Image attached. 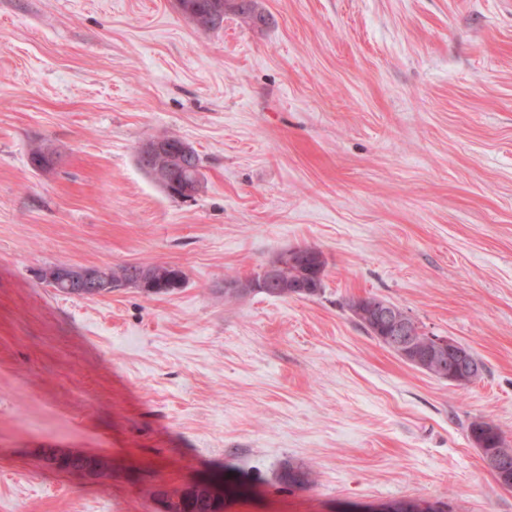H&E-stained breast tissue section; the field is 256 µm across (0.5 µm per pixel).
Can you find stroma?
<instances>
[{
	"label": "stroma",
	"instance_id": "35a3bbf8",
	"mask_svg": "<svg viewBox=\"0 0 512 512\" xmlns=\"http://www.w3.org/2000/svg\"><path fill=\"white\" fill-rule=\"evenodd\" d=\"M258 3L265 23L206 31L174 0H0V512H159L215 476L222 512H512L468 431L512 447V0ZM162 134L200 156L193 200L137 163ZM298 246L319 296L225 293ZM162 262L186 274L163 295L39 278ZM358 295L482 378L402 361ZM358 298H372L373 315L369 313L370 320L366 323L371 324L376 333H381L380 336H382L385 346L390 351L401 356L413 366L425 368L429 358L441 356L448 363V371L443 372L442 377L450 384H465L473 379L476 380L478 366L474 360L481 364L484 373L485 366L483 362L471 351L470 355L469 350L464 345L447 336H427L429 340L426 336L419 337L417 346L424 348L428 343L431 348L424 354L418 352L415 348L416 335L423 332L416 328L415 321L401 308L374 295H362ZM349 310L352 312L350 307ZM352 314L370 337L384 345L379 336L374 335L369 326L365 324L364 317L353 312ZM47 459L51 465L58 468L63 460L79 459L83 461L85 468L83 463L76 461L71 463L66 471L70 473L80 471L83 476H95L101 470L109 469L111 466L108 458L88 453H61L56 450H50Z\"/></svg>",
	"mask_w": 512,
	"mask_h": 512
}]
</instances>
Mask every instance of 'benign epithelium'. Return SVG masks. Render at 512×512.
I'll return each mask as SVG.
<instances>
[{
    "label": "benign epithelium",
    "mask_w": 512,
    "mask_h": 512,
    "mask_svg": "<svg viewBox=\"0 0 512 512\" xmlns=\"http://www.w3.org/2000/svg\"><path fill=\"white\" fill-rule=\"evenodd\" d=\"M191 152V147L183 141L170 137H154L143 141L137 149V159L150 178L163 187L168 193L179 198L189 199L198 194L202 184L200 170L195 169L191 180L180 183L171 179V173L184 166L183 156ZM323 260L318 253L300 251L296 248L281 253L269 262L260 272L257 279L241 283H229L227 287L238 288L242 292L266 291L283 286L284 272L290 266L314 270ZM47 279L55 284L65 283L71 287L72 295L76 297H97L116 292L130 286L147 288L153 285L149 267L142 266L136 273V280L129 282L124 279H113L108 271L89 272L82 266L62 265L47 274ZM373 315L369 324L376 333L384 339L385 346L393 353L415 367H426L429 358L441 356L448 363V370L443 372V379L450 384H465L477 379L478 366L470 355L469 350L462 344L447 336H431L427 343L430 349L422 354L415 348L417 335L420 330L401 308L374 296L371 300ZM79 459L85 464L81 471L84 476H95L103 469H108L111 463L108 458L88 453H61L52 450L48 461L58 466L64 460ZM483 461L486 467L501 483L512 482V451L504 449L498 454L485 455Z\"/></svg>",
    "instance_id": "benign-epithelium-1"
}]
</instances>
